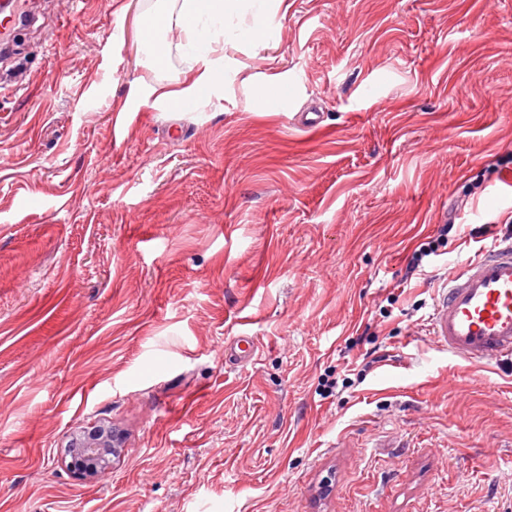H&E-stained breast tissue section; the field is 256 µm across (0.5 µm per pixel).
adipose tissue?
<instances>
[{
  "label": "adipose tissue",
  "instance_id": "obj_1",
  "mask_svg": "<svg viewBox=\"0 0 512 512\" xmlns=\"http://www.w3.org/2000/svg\"><path fill=\"white\" fill-rule=\"evenodd\" d=\"M239 8L240 0H183L181 28L188 46L197 52L196 61L200 71L188 87L160 92L159 100L179 107L195 97L199 90L210 91L219 84L222 73L214 66L215 39L208 24L234 14Z\"/></svg>",
  "mask_w": 512,
  "mask_h": 512
}]
</instances>
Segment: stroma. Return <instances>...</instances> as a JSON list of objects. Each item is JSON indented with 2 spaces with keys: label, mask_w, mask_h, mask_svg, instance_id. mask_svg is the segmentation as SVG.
<instances>
[{
  "label": "stroma",
  "mask_w": 512,
  "mask_h": 512,
  "mask_svg": "<svg viewBox=\"0 0 512 512\" xmlns=\"http://www.w3.org/2000/svg\"><path fill=\"white\" fill-rule=\"evenodd\" d=\"M33 2L0 59V512H512V369L426 322L512 214V0L269 5L183 110L180 27L163 66L139 39L183 0ZM98 422L123 452L82 481ZM456 213L449 214L448 222L439 225L437 235L435 237H428V241L418 244L413 252L411 262L407 267V276L412 277L416 272H422L423 260L432 255L439 256L438 251L440 248L447 246L449 238H454L461 235V226L463 224H456ZM121 453V439L111 427L101 424L78 428L71 434L70 469L80 480L100 479Z\"/></svg>",
  "instance_id": "obj_1"
}]
</instances>
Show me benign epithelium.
I'll use <instances>...</instances> for the list:
<instances>
[{
    "mask_svg": "<svg viewBox=\"0 0 512 512\" xmlns=\"http://www.w3.org/2000/svg\"><path fill=\"white\" fill-rule=\"evenodd\" d=\"M121 453V439L112 428L92 424L71 434L68 454L70 469L80 480L101 478Z\"/></svg>",
    "mask_w": 512,
    "mask_h": 512,
    "instance_id": "1",
    "label": "benign epithelium"
}]
</instances>
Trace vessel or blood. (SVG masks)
Here are the masks:
<instances>
[{"instance_id":"obj_1","label":"vessel or blood","mask_w":512,"mask_h":512,"mask_svg":"<svg viewBox=\"0 0 512 512\" xmlns=\"http://www.w3.org/2000/svg\"><path fill=\"white\" fill-rule=\"evenodd\" d=\"M12 23L0 27V45L11 47L18 24L29 21L28 0H12ZM439 346L467 361H512V244H493L464 261L437 289L429 315Z\"/></svg>"}]
</instances>
